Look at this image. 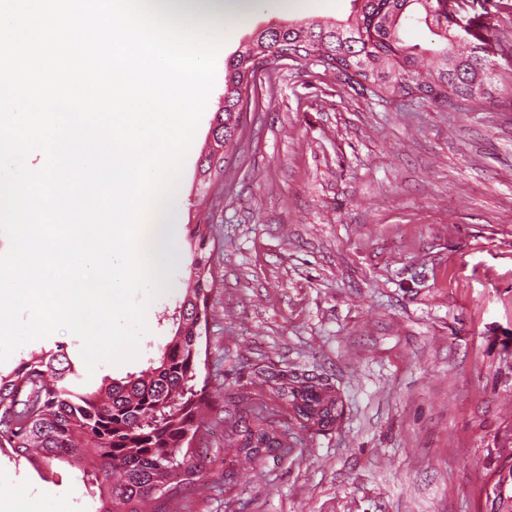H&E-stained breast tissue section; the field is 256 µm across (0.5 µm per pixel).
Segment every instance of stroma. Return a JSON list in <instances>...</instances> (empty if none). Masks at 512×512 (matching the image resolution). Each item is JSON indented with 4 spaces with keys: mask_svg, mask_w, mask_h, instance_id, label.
I'll return each instance as SVG.
<instances>
[{
    "mask_svg": "<svg viewBox=\"0 0 512 512\" xmlns=\"http://www.w3.org/2000/svg\"><path fill=\"white\" fill-rule=\"evenodd\" d=\"M351 0H246L228 13L231 57L255 29L346 18ZM481 16L499 74H512V0H460ZM216 83L176 190L174 274L147 312L137 360L171 334L189 275L187 225L208 227L214 277L196 386L209 406L193 441L202 479L167 512H488L499 451L512 448V93L432 103L380 97L309 60L261 66L236 146L207 195L199 169L223 106ZM81 342L58 330L29 351ZM326 383L343 413L302 427L271 384ZM264 418L281 456L232 461L224 437ZM0 478L32 506L92 500L65 463L41 471L0 455Z\"/></svg>",
    "mask_w": 512,
    "mask_h": 512,
    "instance_id": "35a3bbf8",
    "label": "stroma"
}]
</instances>
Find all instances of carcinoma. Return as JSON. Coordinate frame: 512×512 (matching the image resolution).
<instances>
[{
	"instance_id": "cac0c4a2",
	"label": "carcinoma",
	"mask_w": 512,
	"mask_h": 512,
	"mask_svg": "<svg viewBox=\"0 0 512 512\" xmlns=\"http://www.w3.org/2000/svg\"><path fill=\"white\" fill-rule=\"evenodd\" d=\"M440 0H351L344 20H305L256 33L232 55L224 76V107L215 115L214 147L200 169L202 182L224 168L239 126L243 97L259 64L268 60H312L324 69L353 68L357 77L388 95L431 102L452 96L490 99L512 91L498 82L481 17L470 38L460 39L438 10ZM410 20L425 23L439 48L421 49L402 38ZM172 335L149 367L97 388L80 375L61 350L32 351L10 371H0V454L36 471L67 463L91 483L92 512H159L160 502L193 481L191 443L201 426L205 390H196L201 325L198 308L213 286L208 266L190 264ZM278 395L304 426L335 423L338 398L309 377H297ZM281 445L259 420L228 438L236 456L257 460L259 449Z\"/></svg>"
}]
</instances>
